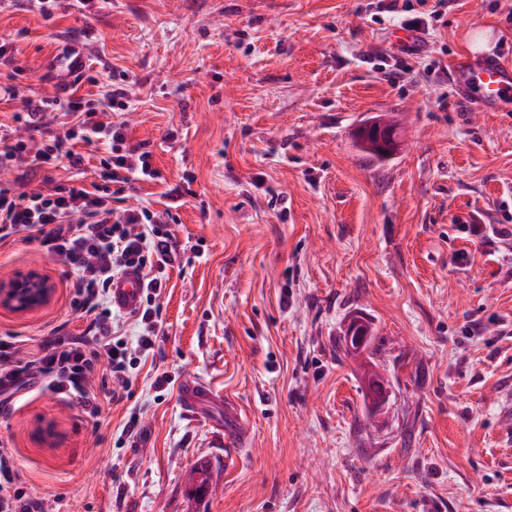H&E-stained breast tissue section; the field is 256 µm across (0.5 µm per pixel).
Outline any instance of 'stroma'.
Here are the masks:
<instances>
[{"instance_id": "35a3bbf8", "label": "stroma", "mask_w": 512, "mask_h": 512, "mask_svg": "<svg viewBox=\"0 0 512 512\" xmlns=\"http://www.w3.org/2000/svg\"><path fill=\"white\" fill-rule=\"evenodd\" d=\"M390 3L58 0L49 19L31 0L0 7L21 85L54 93L73 43L87 57L78 95L128 75L132 107L113 119L162 174L131 203L160 210L167 189L188 191L161 329L128 387L92 380L114 397L98 419L40 386L0 414L15 485L47 512H512V237L469 225L512 229V111H474L448 85L472 36L512 53V0H449L419 53L395 48ZM378 119L398 129L382 161L357 146ZM29 271L53 296L0 309L21 358L85 322L73 271L0 241V280ZM356 316L370 334L352 351ZM370 372L388 388L378 412ZM189 376L234 403L244 445L225 447L223 407L185 411Z\"/></svg>"}]
</instances>
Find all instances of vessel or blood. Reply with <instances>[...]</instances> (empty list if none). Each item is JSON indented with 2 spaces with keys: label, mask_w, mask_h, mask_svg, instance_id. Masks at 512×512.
I'll return each instance as SVG.
<instances>
[{
  "label": "vessel or blood",
  "mask_w": 512,
  "mask_h": 512,
  "mask_svg": "<svg viewBox=\"0 0 512 512\" xmlns=\"http://www.w3.org/2000/svg\"><path fill=\"white\" fill-rule=\"evenodd\" d=\"M457 101L478 112H499L512 102V60L503 57L467 56L449 70ZM144 289L142 271L131 268L115 277L110 288L112 307L131 314L141 305ZM183 406L191 411L215 402L216 396L202 380L186 378L180 388Z\"/></svg>",
  "instance_id": "obj_1"
}]
</instances>
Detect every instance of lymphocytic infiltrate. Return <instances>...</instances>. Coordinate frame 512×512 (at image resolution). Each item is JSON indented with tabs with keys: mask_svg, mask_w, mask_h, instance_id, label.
Returning <instances> with one entry per match:
<instances>
[{
	"mask_svg": "<svg viewBox=\"0 0 512 512\" xmlns=\"http://www.w3.org/2000/svg\"><path fill=\"white\" fill-rule=\"evenodd\" d=\"M16 100L13 119L25 135L0 132V170L25 164L34 173L44 166L65 161L70 179L49 192L26 190L24 182H0V239L15 237L45 247L75 274L74 304L91 318L80 335L60 339L52 352L30 359H15L11 342L0 340V409L19 390L45 384L66 396L90 416L101 414L98 394L89 380L94 375L127 387L134 350L153 348L160 327L157 299L165 273L177 260L178 244L170 230L183 205L181 188L169 189L168 205L160 211L140 204L115 209L113 197L127 186L160 179L153 153L145 144H129L125 123L109 121L108 113L127 110L128 93L119 85L106 89L99 100L75 94H40L0 82V99ZM57 113L63 135L45 130L47 113ZM79 139L102 148L97 181L76 185L73 176L84 164L82 155L64 149L67 140ZM136 268L145 273V290L136 317L144 327L136 349L112 321L109 288L115 276ZM14 456L0 442V512H46L42 500L25 499L13 485Z\"/></svg>",
	"mask_w": 512,
	"mask_h": 512,
	"instance_id": "1",
	"label": "lymphocytic infiltrate"
}]
</instances>
